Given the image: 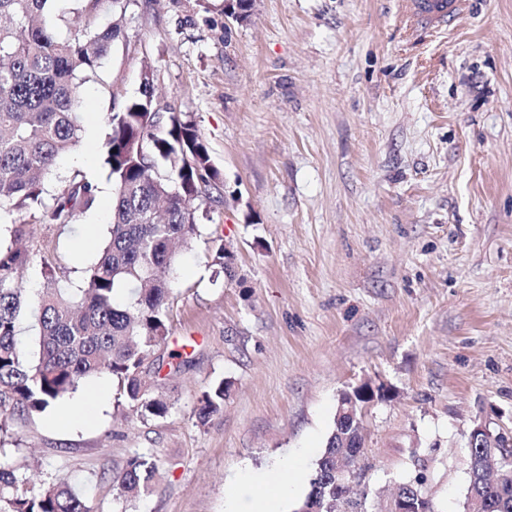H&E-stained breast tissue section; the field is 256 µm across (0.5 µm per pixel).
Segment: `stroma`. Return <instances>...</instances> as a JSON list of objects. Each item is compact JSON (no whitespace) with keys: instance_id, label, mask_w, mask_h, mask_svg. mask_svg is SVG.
I'll return each instance as SVG.
<instances>
[{"instance_id":"obj_1","label":"stroma","mask_w":512,"mask_h":512,"mask_svg":"<svg viewBox=\"0 0 512 512\" xmlns=\"http://www.w3.org/2000/svg\"><path fill=\"white\" fill-rule=\"evenodd\" d=\"M100 22L121 35L82 86V143L45 183L51 196L83 175L98 202L71 224H28L19 279L41 288L48 254L72 292L97 261L106 116L152 69L158 109L196 124L219 174L171 275L163 353L187 365L158 382L163 418L115 388L66 426L55 417L82 392L15 414L0 464L121 512L112 473L145 452L158 471L134 512H224L244 472L298 455L312 473L340 393L367 383L390 390L363 417L368 512L414 478L435 512H458L473 422L512 429V0H467L432 30L402 0H255L244 23L224 0H129ZM220 380L223 409L198 422Z\"/></svg>"}]
</instances>
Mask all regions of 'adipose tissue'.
Wrapping results in <instances>:
<instances>
[{"label":"adipose tissue","mask_w":512,"mask_h":512,"mask_svg":"<svg viewBox=\"0 0 512 512\" xmlns=\"http://www.w3.org/2000/svg\"><path fill=\"white\" fill-rule=\"evenodd\" d=\"M301 474L299 460L286 461L279 469L245 473L225 489V512H273L274 501L288 496Z\"/></svg>","instance_id":"adipose-tissue-1"}]
</instances>
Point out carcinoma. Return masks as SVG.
<instances>
[{"label":"carcinoma","instance_id":"1","mask_svg":"<svg viewBox=\"0 0 512 512\" xmlns=\"http://www.w3.org/2000/svg\"><path fill=\"white\" fill-rule=\"evenodd\" d=\"M54 0H0V212L28 213L46 224H71L97 204V187L73 177L47 199L44 182L57 160L83 139L78 118L80 90L113 41L117 25L104 27L105 4L125 10L124 0H82L69 12ZM154 73L145 71L140 95L107 115V165L117 185L112 198L110 237L99 260L85 268L74 296L54 287L52 262L37 294L38 355L20 353L16 332L26 289L17 280L30 262L27 251L0 248V430L15 412L42 413L74 393L85 380L108 373L120 396L143 418H162L172 404L147 378L187 364L167 363L158 354L169 336V275L174 246H189L198 234L194 204L216 177L209 149L195 124L177 112L155 107ZM224 381L199 399L204 422L224 405ZM363 426L334 417L301 506L313 501L336 512V499L351 512H367L366 501L336 485V458L367 470ZM468 486L461 512H512V482L492 481L485 448H470ZM157 463L134 453L112 474L113 496L125 503L151 488ZM397 489L434 512L419 483ZM0 512H94L70 484L51 478L39 488L0 466Z\"/></svg>","mask_w":512,"mask_h":512}]
</instances>
